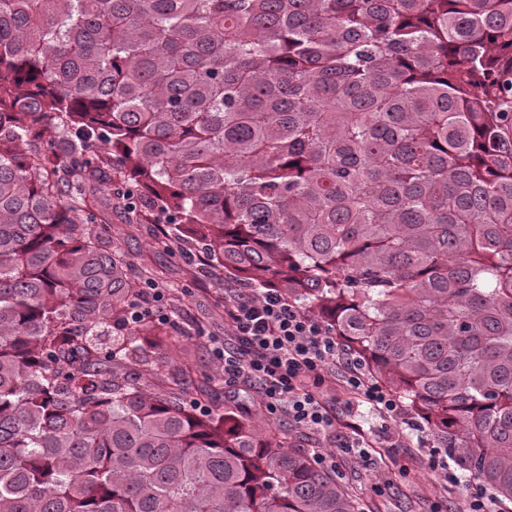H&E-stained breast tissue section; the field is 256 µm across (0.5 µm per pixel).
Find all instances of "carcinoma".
<instances>
[{"mask_svg":"<svg viewBox=\"0 0 512 512\" xmlns=\"http://www.w3.org/2000/svg\"><path fill=\"white\" fill-rule=\"evenodd\" d=\"M276 288L512 501V0H0V512H365L187 399L191 303Z\"/></svg>","mask_w":512,"mask_h":512,"instance_id":"obj_1","label":"carcinoma"}]
</instances>
